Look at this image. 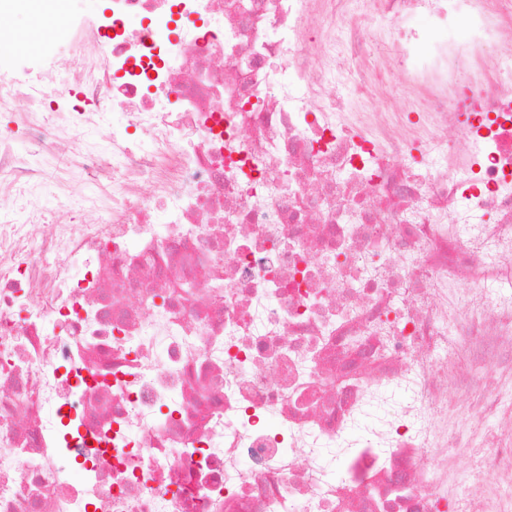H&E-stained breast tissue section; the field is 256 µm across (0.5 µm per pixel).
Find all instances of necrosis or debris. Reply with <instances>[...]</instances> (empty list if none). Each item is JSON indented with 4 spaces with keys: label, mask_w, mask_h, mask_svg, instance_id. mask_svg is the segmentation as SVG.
<instances>
[{
    "label": "necrosis or debris",
    "mask_w": 512,
    "mask_h": 512,
    "mask_svg": "<svg viewBox=\"0 0 512 512\" xmlns=\"http://www.w3.org/2000/svg\"><path fill=\"white\" fill-rule=\"evenodd\" d=\"M31 2L0 512H512V0ZM42 25L51 30L52 33L46 36L37 35L35 32V27H32L28 20H17L13 23L12 27L15 30L31 38L30 43L15 46L11 49L2 51L0 59V72L10 71L13 68L20 49H24L29 54H36L44 40H63L67 37L66 29L61 24L53 21L52 19L45 20ZM20 46H23V48L17 50V48Z\"/></svg>",
    "instance_id": "necrosis-or-debris-1"
}]
</instances>
